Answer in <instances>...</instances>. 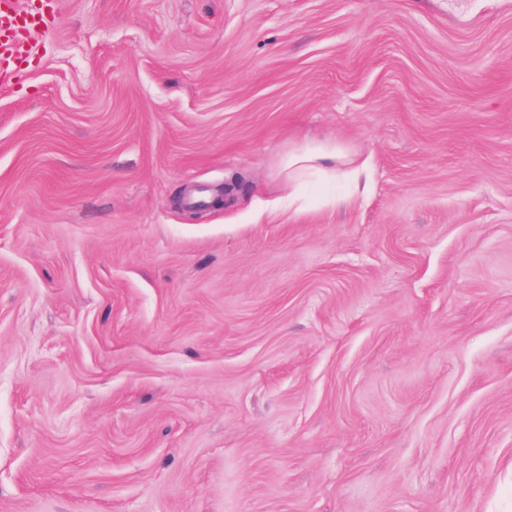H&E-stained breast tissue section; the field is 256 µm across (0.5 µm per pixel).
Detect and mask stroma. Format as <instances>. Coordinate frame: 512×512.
I'll return each mask as SVG.
<instances>
[{
	"label": "stroma",
	"mask_w": 512,
	"mask_h": 512,
	"mask_svg": "<svg viewBox=\"0 0 512 512\" xmlns=\"http://www.w3.org/2000/svg\"><path fill=\"white\" fill-rule=\"evenodd\" d=\"M53 9L0 84V512H512V0ZM303 136L363 201L278 206ZM370 172L371 157L339 138L290 142L275 163V178L288 188L277 204L292 208L297 188L310 179L318 180L327 197L349 203L361 185L366 187Z\"/></svg>",
	"instance_id": "1"
}]
</instances>
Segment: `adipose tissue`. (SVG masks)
<instances>
[{
	"label": "adipose tissue",
	"mask_w": 512,
	"mask_h": 512,
	"mask_svg": "<svg viewBox=\"0 0 512 512\" xmlns=\"http://www.w3.org/2000/svg\"><path fill=\"white\" fill-rule=\"evenodd\" d=\"M370 172V156L339 138L292 142L275 163V177L286 189L277 203L294 206L297 188L311 179L318 180L327 197L348 203L367 184Z\"/></svg>",
	"instance_id": "1"
}]
</instances>
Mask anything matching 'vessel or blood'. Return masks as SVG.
<instances>
[{"label": "vessel or blood", "mask_w": 512, "mask_h": 512, "mask_svg": "<svg viewBox=\"0 0 512 512\" xmlns=\"http://www.w3.org/2000/svg\"><path fill=\"white\" fill-rule=\"evenodd\" d=\"M53 12L46 6L19 10L17 0H0V73L16 69L19 49L34 30L50 27Z\"/></svg>", "instance_id": "obj_1"}]
</instances>
